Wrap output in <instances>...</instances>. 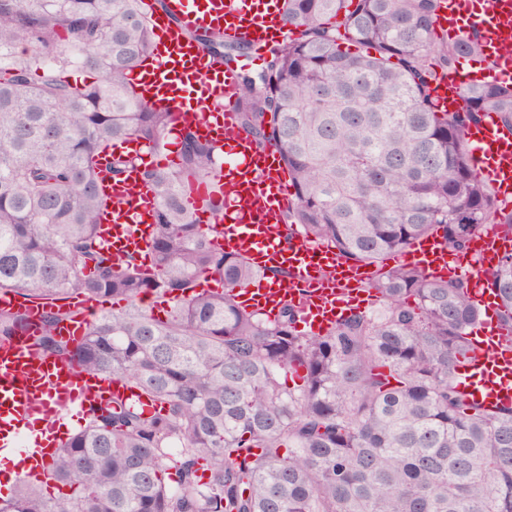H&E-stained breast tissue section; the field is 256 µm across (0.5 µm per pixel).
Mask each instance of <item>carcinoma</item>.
Here are the masks:
<instances>
[{
    "instance_id": "cac0c4a2",
    "label": "carcinoma",
    "mask_w": 512,
    "mask_h": 512,
    "mask_svg": "<svg viewBox=\"0 0 512 512\" xmlns=\"http://www.w3.org/2000/svg\"><path fill=\"white\" fill-rule=\"evenodd\" d=\"M444 2L283 0L298 36L238 74L239 129L288 170L284 240L375 267L376 309L303 334L296 304L270 320L236 302L282 271L224 252L185 206L188 178L224 177L220 149L188 126L175 166L140 171L157 200L146 254L102 241L125 204L103 183L138 166L116 147L160 152L172 122L130 82L154 47L141 0H0V293L49 304L40 351L159 406L91 404L51 456L55 489L23 478L0 512H512V404L489 410L456 383L480 320L469 278L384 265L422 238L455 254L489 224L512 228L467 140L489 112L512 129V83L467 85L442 109L437 83L484 58L479 31L438 35ZM191 37L226 64L245 51ZM486 289L512 343V252ZM73 297L126 305L75 343L57 331ZM27 326L0 309V342Z\"/></svg>"
}]
</instances>
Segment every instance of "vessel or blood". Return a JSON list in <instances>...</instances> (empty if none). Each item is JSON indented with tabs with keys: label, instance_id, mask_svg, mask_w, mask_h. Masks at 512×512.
Segmentation results:
<instances>
[{
	"label": "vessel or blood",
	"instance_id": "b4317fda",
	"mask_svg": "<svg viewBox=\"0 0 512 512\" xmlns=\"http://www.w3.org/2000/svg\"><path fill=\"white\" fill-rule=\"evenodd\" d=\"M144 7L153 23L157 49L151 70L139 73V81L158 89L155 102L171 112L172 131L192 126L226 154L221 186L204 180L193 183L186 205L204 210L208 220L217 224L214 240L226 252L246 256L258 267L288 273L287 281L262 279L237 290V302L272 318L284 301L305 293L304 325L309 332H325L345 310L363 302L371 272L343 263L325 247L302 240L284 242L282 212L290 187L280 155L272 148L257 150L243 137L234 119L235 69L191 38L192 32L206 30L259 48L284 34L279 13L263 7L261 0H164L160 9L145 0ZM437 25L452 37L479 30L483 50L495 62L491 78L512 79V0H448ZM470 79L469 73L462 72L439 83L436 95L448 111L460 108V91ZM467 139L473 172L488 183L501 204L511 206L512 131L489 114L469 130ZM109 192L126 204L111 210L104 221L105 243L115 253L144 248L156 207L154 195L139 188L133 172L111 183ZM480 240L473 262H453L432 238L416 242L401 259L433 277L454 272L472 278L474 296L492 308L497 299L487 293L484 281L500 255L512 250V232L494 225ZM76 305L78 315L59 326L62 336L74 340L83 336L94 314L91 301L80 299ZM0 308L24 310L30 323L26 335L0 343V455L12 457L17 476H47L49 434L71 412L116 395L152 410L151 401L125 385L81 376L70 363L42 353L34 344L43 316L39 305L2 293ZM476 341L471 361L458 372L459 389L488 408L511 404L512 344L505 342L494 319L477 329Z\"/></svg>",
	"mask_w": 512,
	"mask_h": 512
}]
</instances>
